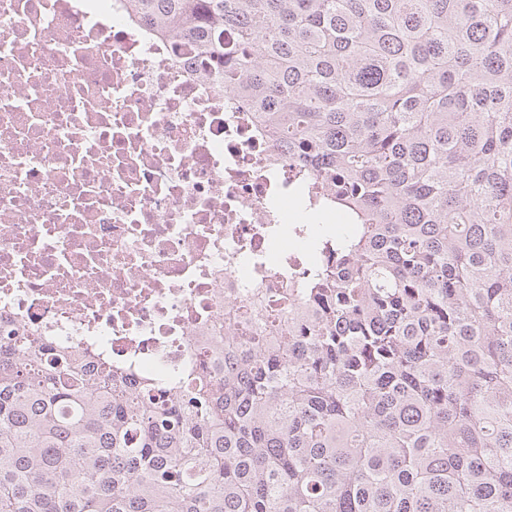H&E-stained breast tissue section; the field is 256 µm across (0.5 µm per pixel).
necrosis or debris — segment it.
<instances>
[{"label":"necrosis or debris","mask_w":512,"mask_h":512,"mask_svg":"<svg viewBox=\"0 0 512 512\" xmlns=\"http://www.w3.org/2000/svg\"><path fill=\"white\" fill-rule=\"evenodd\" d=\"M344 228L187 42L118 0H0L1 336L165 381Z\"/></svg>","instance_id":"4bbe7bcc"}]
</instances>
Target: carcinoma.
Instances as JSON below:
<instances>
[{"instance_id": "obj_1", "label": "carcinoma", "mask_w": 512, "mask_h": 512, "mask_svg": "<svg viewBox=\"0 0 512 512\" xmlns=\"http://www.w3.org/2000/svg\"><path fill=\"white\" fill-rule=\"evenodd\" d=\"M352 232L173 389L0 335V512H512V0H127Z\"/></svg>"}]
</instances>
